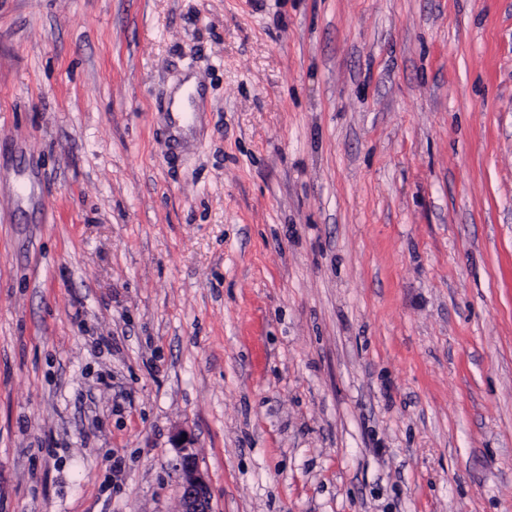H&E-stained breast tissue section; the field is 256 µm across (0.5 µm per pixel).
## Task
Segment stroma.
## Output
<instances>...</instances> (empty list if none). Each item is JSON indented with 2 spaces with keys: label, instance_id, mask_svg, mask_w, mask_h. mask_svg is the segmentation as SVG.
Returning <instances> with one entry per match:
<instances>
[{
  "label": "stroma",
  "instance_id": "obj_1",
  "mask_svg": "<svg viewBox=\"0 0 512 512\" xmlns=\"http://www.w3.org/2000/svg\"><path fill=\"white\" fill-rule=\"evenodd\" d=\"M185 440L512 512V0H0V512H179Z\"/></svg>",
  "mask_w": 512,
  "mask_h": 512
}]
</instances>
